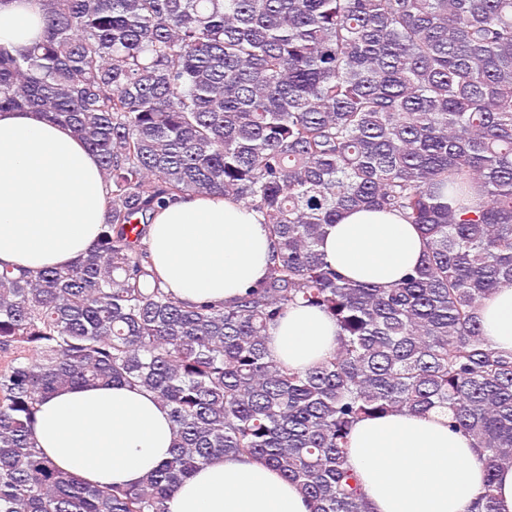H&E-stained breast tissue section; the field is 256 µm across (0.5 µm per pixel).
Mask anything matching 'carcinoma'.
<instances>
[{
  "mask_svg": "<svg viewBox=\"0 0 512 512\" xmlns=\"http://www.w3.org/2000/svg\"><path fill=\"white\" fill-rule=\"evenodd\" d=\"M44 29L0 47V112L64 124L108 194L93 248L60 269H0V512H167L199 466L248 455L311 512H369L348 463L357 421L448 411L498 512L512 466V353L476 310L512 286V0H43ZM224 195L264 217L266 277L230 305L184 306L142 245L151 214ZM401 214L421 264L387 288L318 250L347 211ZM338 328L293 371L268 347L292 306ZM87 383L152 392L171 457L135 487L61 473L38 406ZM495 494L499 512H512V467L497 473Z\"/></svg>",
  "mask_w": 512,
  "mask_h": 512,
  "instance_id": "obj_1",
  "label": "carcinoma"
}]
</instances>
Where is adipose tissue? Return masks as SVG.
Returning <instances> with one entry per match:
<instances>
[{"label": "adipose tissue", "instance_id": "obj_1", "mask_svg": "<svg viewBox=\"0 0 512 512\" xmlns=\"http://www.w3.org/2000/svg\"><path fill=\"white\" fill-rule=\"evenodd\" d=\"M42 0H0V46L39 39ZM107 188L97 159L71 128L42 113L0 112V266L59 268L86 253L103 221ZM159 285L178 302L235 301L268 272L272 242L260 213L221 195L184 196L160 210L145 240ZM319 250L350 280L402 281L420 265L424 240L399 214L362 209L330 225ZM494 349L512 352V287L477 312ZM338 346L334 321L294 306L271 326L268 348L304 370ZM37 448L63 472L103 486H132L170 456L169 412L153 393L126 385H82L39 407ZM348 461L370 512H468L486 479L471 437L448 415L393 412L354 427ZM168 512H310L299 489L265 463L224 456L200 466L167 502Z\"/></svg>", "mask_w": 512, "mask_h": 512}]
</instances>
